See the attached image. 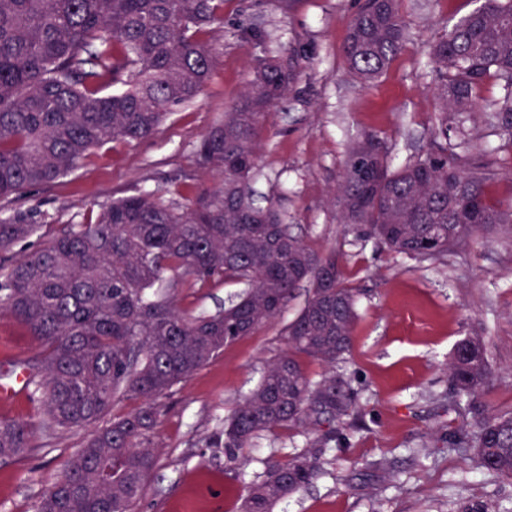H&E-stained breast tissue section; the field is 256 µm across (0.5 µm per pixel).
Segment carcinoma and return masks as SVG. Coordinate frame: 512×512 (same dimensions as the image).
<instances>
[{
	"mask_svg": "<svg viewBox=\"0 0 512 512\" xmlns=\"http://www.w3.org/2000/svg\"><path fill=\"white\" fill-rule=\"evenodd\" d=\"M477 2L428 52L439 101L432 147L394 167L386 143L364 134L351 143L330 195L341 223L362 224L369 238L409 257L437 258L482 230L512 224V209L488 202L494 175L470 160L466 137L448 145V113L471 111L489 78L500 95L488 119L512 141V0ZM222 26L224 0H0V200L54 182L109 142L153 135L206 87L216 58L211 35ZM409 40L398 0H364L343 53L369 86ZM300 60L291 48L284 69L253 64L263 78L250 77L200 140L196 164L216 173L217 185L114 198L95 219L63 227L13 261L0 281V309L35 341L31 356L0 366L26 372L22 392L38 403L44 433L87 430L35 512H133L157 469L153 431L173 387L278 317L303 281L311 288L285 328L287 348L204 447L236 461L275 427L319 433L312 448L266 465L242 512H273L321 476L316 448L354 410L356 392L334 371L312 381L303 360L334 365L344 358L358 295L343 284L336 252L317 253L292 233L275 202L260 206L251 190L260 130L297 83ZM106 84L119 89L104 95ZM38 230L20 214L0 220V253ZM169 272L177 279L160 294ZM235 282L248 289L215 314L176 308L181 286ZM493 378L483 340H460L448 368L451 405L471 419L448 448L473 451L482 468L512 482V411L483 400ZM128 400L137 405L112 414ZM35 428L0 417V462L25 457ZM452 512H512V504L461 501Z\"/></svg>",
	"mask_w": 512,
	"mask_h": 512,
	"instance_id": "carcinoma-1",
	"label": "carcinoma"
}]
</instances>
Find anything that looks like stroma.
I'll list each match as a JSON object with an SVG mask.
<instances>
[{
	"instance_id": "stroma-1",
	"label": "stroma",
	"mask_w": 512,
	"mask_h": 512,
	"mask_svg": "<svg viewBox=\"0 0 512 512\" xmlns=\"http://www.w3.org/2000/svg\"><path fill=\"white\" fill-rule=\"evenodd\" d=\"M358 5L297 0L284 13L276 0H225L213 75L203 93L177 107L152 137L108 143L67 176L0 202V219L22 212L40 226L11 255L37 249L65 225L86 223L113 198L181 181L212 185L213 174L195 162L202 136L237 98L256 55L297 46L305 67L261 132L253 189L259 204L276 201L315 251L343 255L344 283L360 298L352 346L336 370L359 389L360 409L324 447L323 475L274 512H449L461 499L512 500V483L488 473L475 456L448 448L449 435L464 419L448 405V362L459 340L483 339L497 370L486 398L495 409H512V233L492 230L442 260H419L388 252L357 227L339 223L328 202L347 150L361 134L384 140L397 166L428 149L437 106L426 66L429 44L476 2L400 0L411 41L367 88L356 82L343 54ZM464 120L471 159L496 171L490 203L512 207V167L502 164L512 148L484 113ZM243 290L236 283L184 287L176 302L186 313L207 315ZM305 299V288H298L275 321L226 345L174 387L154 430L158 469L135 512H240L268 460L293 456L316 440V432L302 428L262 432L244 450L251 464L243 471L213 459L199 443L257 386L267 362L284 349V329ZM83 437L80 431L54 437L36 432L29 455L0 465V512H34Z\"/></svg>"
}]
</instances>
